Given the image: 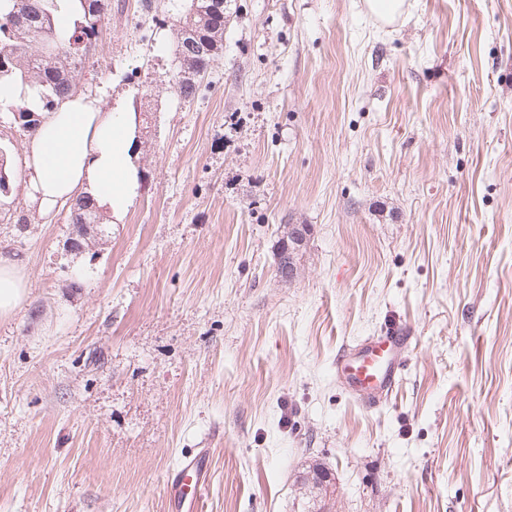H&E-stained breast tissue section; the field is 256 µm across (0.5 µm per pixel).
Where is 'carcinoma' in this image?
<instances>
[{
	"label": "carcinoma",
	"mask_w": 512,
	"mask_h": 512,
	"mask_svg": "<svg viewBox=\"0 0 512 512\" xmlns=\"http://www.w3.org/2000/svg\"><path fill=\"white\" fill-rule=\"evenodd\" d=\"M8 0L9 8L0 9V84L18 82L36 88L47 112L77 92L76 79L87 57L86 45L97 44L108 19L109 0H79L82 15L67 32L59 29L54 14L55 0ZM185 15L176 29L175 60L193 72L181 81L171 77L179 99L191 101L211 63L224 51V20L210 9L219 7L214 0H186ZM17 113V126L35 131L39 114L19 100L11 105ZM14 174L7 152L0 148V197ZM71 223H101V214L89 199L78 197L71 205Z\"/></svg>",
	"instance_id": "obj_1"
}]
</instances>
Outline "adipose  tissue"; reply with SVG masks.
Listing matches in <instances>:
<instances>
[{"label":"adipose tissue","mask_w":512,"mask_h":512,"mask_svg":"<svg viewBox=\"0 0 512 512\" xmlns=\"http://www.w3.org/2000/svg\"><path fill=\"white\" fill-rule=\"evenodd\" d=\"M136 126V113L125 105L105 112L80 95L44 113L25 149L26 189L32 200L49 213L89 194L109 215L121 216L138 187Z\"/></svg>","instance_id":"obj_1"}]
</instances>
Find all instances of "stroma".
I'll list each match as a JSON object with an SVG mask.
<instances>
[{"label": "stroma", "mask_w": 512, "mask_h": 512, "mask_svg": "<svg viewBox=\"0 0 512 512\" xmlns=\"http://www.w3.org/2000/svg\"><path fill=\"white\" fill-rule=\"evenodd\" d=\"M110 0L81 95L138 114L137 195L83 251L15 180L0 252V512H512V0H231L178 99L182 0ZM24 223H17V216ZM307 225L297 272L275 255ZM413 342L369 409L336 379L386 325ZM406 3V0H364L367 12L382 25H390L400 17L407 7ZM26 282L16 262L0 254V316L10 313L22 299ZM209 482V465L206 456L185 458L174 470L168 483V496L172 509L180 510L185 504L195 511H202V497Z\"/></svg>", "instance_id": "obj_1"}]
</instances>
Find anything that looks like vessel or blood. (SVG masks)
Returning a JSON list of instances; mask_svg holds the SVG:
<instances>
[{
  "instance_id": "obj_1",
  "label": "vessel or blood",
  "mask_w": 512,
  "mask_h": 512,
  "mask_svg": "<svg viewBox=\"0 0 512 512\" xmlns=\"http://www.w3.org/2000/svg\"><path fill=\"white\" fill-rule=\"evenodd\" d=\"M410 339L399 324L386 326L380 335L363 340L358 352L342 350L336 357V375L343 378L350 393L360 403L376 407L390 398L403 369L401 355ZM209 482L206 457L184 459L168 483L174 512L183 507L200 512L203 492Z\"/></svg>"
}]
</instances>
